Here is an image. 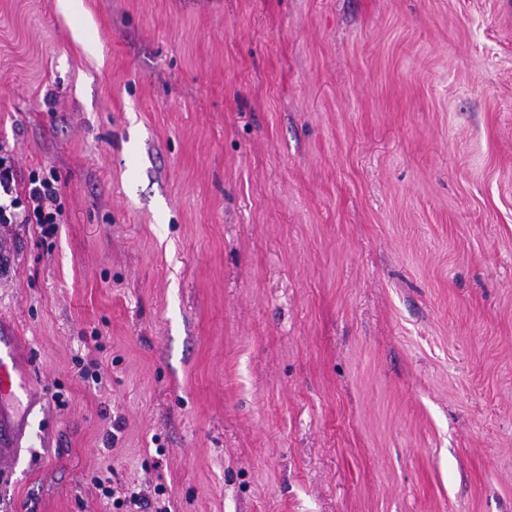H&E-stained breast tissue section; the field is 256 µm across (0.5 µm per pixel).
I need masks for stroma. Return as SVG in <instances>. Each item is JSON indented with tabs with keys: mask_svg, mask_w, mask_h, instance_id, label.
Listing matches in <instances>:
<instances>
[{
	"mask_svg": "<svg viewBox=\"0 0 512 512\" xmlns=\"http://www.w3.org/2000/svg\"><path fill=\"white\" fill-rule=\"evenodd\" d=\"M0 142V512H512V0H0ZM10 152L0 144V224H39L41 232L51 234L63 215L59 194L51 181L32 176L22 196ZM3 351V357H2ZM18 344L16 336L10 331L0 330V461L7 462L10 452L18 448L26 422L23 415L18 414L12 405L18 379H21L18 368ZM108 483H111V478L110 477H105L104 479L99 477V476H96L95 477V480H94V485L95 487L101 491V494L104 496V498H107V499H113L112 501V507L115 508V509H120V508H123L124 506L125 507H131V506H134V507H137V508H145V509H150V508H155V510H151L152 512H168L167 510V507L165 504L162 505H158L160 504V501H156L155 503L157 504V506H155L152 501L150 500L149 497H146L142 491H135V489H132V488H128L127 491L124 493V497L121 498V497H116L114 498V489H112V487L110 485H106Z\"/></svg>",
	"mask_w": 512,
	"mask_h": 512,
	"instance_id": "1",
	"label": "stroma"
}]
</instances>
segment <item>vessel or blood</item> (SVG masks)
<instances>
[{
    "mask_svg": "<svg viewBox=\"0 0 512 512\" xmlns=\"http://www.w3.org/2000/svg\"><path fill=\"white\" fill-rule=\"evenodd\" d=\"M18 344L12 332L0 331V461H8L22 437L26 422L13 405L21 377L18 368Z\"/></svg>",
    "mask_w": 512,
    "mask_h": 512,
    "instance_id": "vessel-or-blood-1",
    "label": "vessel or blood"
}]
</instances>
